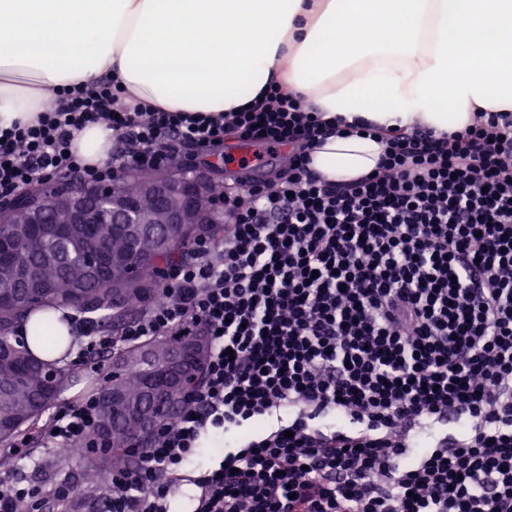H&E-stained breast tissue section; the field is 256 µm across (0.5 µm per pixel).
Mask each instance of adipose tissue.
<instances>
[{"label":"adipose tissue","mask_w":512,"mask_h":512,"mask_svg":"<svg viewBox=\"0 0 512 512\" xmlns=\"http://www.w3.org/2000/svg\"><path fill=\"white\" fill-rule=\"evenodd\" d=\"M104 79L170 112H232L282 83L325 121L461 131L512 112V0H0V129ZM72 149L105 163L112 131ZM383 149L334 134L311 167L349 181Z\"/></svg>","instance_id":"obj_1"}]
</instances>
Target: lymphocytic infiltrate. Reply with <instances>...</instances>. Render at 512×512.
I'll return each mask as SVG.
<instances>
[{"mask_svg":"<svg viewBox=\"0 0 512 512\" xmlns=\"http://www.w3.org/2000/svg\"><path fill=\"white\" fill-rule=\"evenodd\" d=\"M59 99L0 131L1 202L66 173L102 187L231 133L288 151L281 181L221 195L222 237L197 235L120 337L76 318L78 358L102 378L119 345L209 341L203 384L112 467L97 512H170L184 485L192 512H512V120L386 135L372 173L337 183L309 168L330 127L276 87L219 118L126 104L107 82ZM99 122L110 158L82 164L73 136ZM450 415L459 436H436ZM98 418L90 396L0 448V512L72 503V483L46 496L14 465L40 447L93 455ZM213 429L226 451L210 467Z\"/></svg>","mask_w":512,"mask_h":512,"instance_id":"1","label":"lymphocytic infiltrate"}]
</instances>
